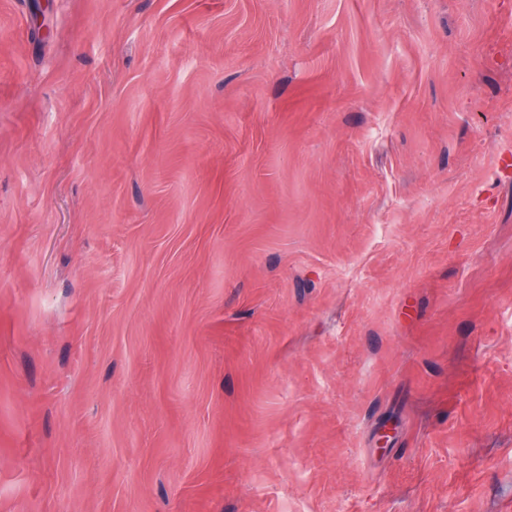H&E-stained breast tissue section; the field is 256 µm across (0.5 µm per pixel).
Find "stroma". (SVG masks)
Wrapping results in <instances>:
<instances>
[{
    "label": "stroma",
    "mask_w": 512,
    "mask_h": 512,
    "mask_svg": "<svg viewBox=\"0 0 512 512\" xmlns=\"http://www.w3.org/2000/svg\"><path fill=\"white\" fill-rule=\"evenodd\" d=\"M0 512H512V0H0Z\"/></svg>",
    "instance_id": "1"
}]
</instances>
